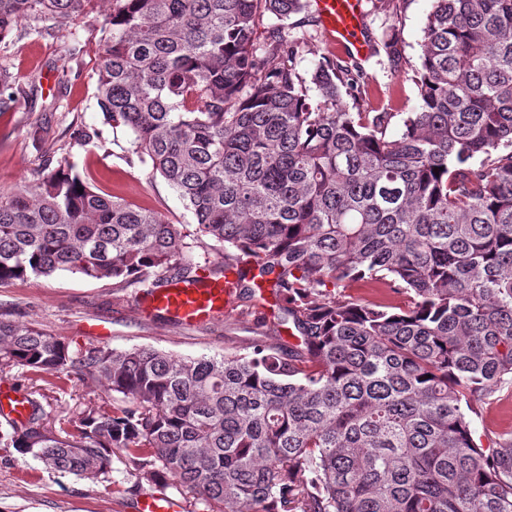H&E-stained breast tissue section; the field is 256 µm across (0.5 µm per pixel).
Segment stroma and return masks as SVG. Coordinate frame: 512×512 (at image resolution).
Here are the masks:
<instances>
[{"mask_svg":"<svg viewBox=\"0 0 512 512\" xmlns=\"http://www.w3.org/2000/svg\"><path fill=\"white\" fill-rule=\"evenodd\" d=\"M109 5L98 0L93 12L76 23L77 35L52 22L22 24L0 44V69L10 74L14 99L0 112V190L21 180L33 181L70 158L88 168L94 185L167 216L175 224L193 225L178 193L161 176L151 174L129 150L128 131H112L97 105L96 76L101 29ZM431 0H364L365 19L374 40L386 29L399 38L400 64L391 67L383 48L362 62L370 78L367 93L347 97L349 111L384 107L394 112L391 133L401 129L400 113L419 103L410 79L420 64L421 43ZM284 38L298 47V68L310 75L319 61L338 58L322 31L314 8L285 21ZM101 130L99 142L79 145L81 128ZM144 285L123 288L108 280L60 272L38 282L0 286V311L58 336L70 350L91 345L116 351L149 346L177 356L219 357L225 351L260 339L286 345L292 332L271 288L237 290L231 309L195 327H183L164 316L142 310ZM0 384L22 394H35L49 427L58 414L83 410L89 399L112 400L102 384L74 376L37 375L21 367L0 369ZM474 436L496 437L512 426V396H503L472 416ZM144 490L132 467L114 461L109 481L91 480L47 469L29 454L0 448V512H133Z\"/></svg>","mask_w":512,"mask_h":512,"instance_id":"stroma-1","label":"stroma"}]
</instances>
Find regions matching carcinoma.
<instances>
[{
  "label": "carcinoma",
  "mask_w": 512,
  "mask_h": 512,
  "mask_svg": "<svg viewBox=\"0 0 512 512\" xmlns=\"http://www.w3.org/2000/svg\"><path fill=\"white\" fill-rule=\"evenodd\" d=\"M98 0H0V42ZM97 70L104 122L179 194L183 232L100 192L63 158L0 191V286L58 272L117 287L244 263L299 344L216 357L77 352L0 314V367L75 373L122 395L59 428L29 398L0 447L107 481L172 479L224 512H512V429L488 453L468 416L512 394V0H432L419 105L350 112L356 64L303 76L279 21L308 0H113ZM316 95H311V92ZM439 172H434V169ZM83 193H78V189ZM386 288L405 308L336 288Z\"/></svg>",
  "instance_id": "carcinoma-1"
}]
</instances>
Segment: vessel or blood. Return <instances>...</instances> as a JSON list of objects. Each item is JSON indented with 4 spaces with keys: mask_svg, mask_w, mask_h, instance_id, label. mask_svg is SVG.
Instances as JSON below:
<instances>
[{
    "mask_svg": "<svg viewBox=\"0 0 512 512\" xmlns=\"http://www.w3.org/2000/svg\"><path fill=\"white\" fill-rule=\"evenodd\" d=\"M315 11L326 39L355 60H365L373 43L365 25L363 0H315ZM232 292L222 282H172L147 293L148 308L164 312L181 326H196L227 309ZM30 406L25 395L0 390V416L23 418ZM134 512H181V505L166 493L147 491L134 504Z\"/></svg>",
    "mask_w": 512,
    "mask_h": 512,
    "instance_id": "b4317fda",
    "label": "vessel or blood"
}]
</instances>
